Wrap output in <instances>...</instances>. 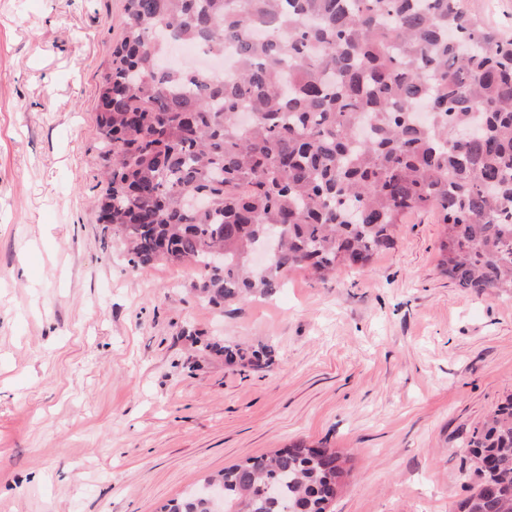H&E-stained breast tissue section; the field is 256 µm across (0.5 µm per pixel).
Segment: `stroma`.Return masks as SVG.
Listing matches in <instances>:
<instances>
[{
	"mask_svg": "<svg viewBox=\"0 0 512 512\" xmlns=\"http://www.w3.org/2000/svg\"><path fill=\"white\" fill-rule=\"evenodd\" d=\"M126 20L125 0H0V512H159L298 441L343 460L329 512H457L467 441L512 396V298L443 275L424 213L365 269L294 270L221 309L195 296L201 268L132 267L93 207ZM205 349L224 356L230 364H239L242 367L262 368L272 362V348L269 345H260L257 348L243 347L240 344L207 343Z\"/></svg>",
	"mask_w": 512,
	"mask_h": 512,
	"instance_id": "stroma-1",
	"label": "stroma"
}]
</instances>
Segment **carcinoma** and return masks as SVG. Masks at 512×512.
<instances>
[{
	"label": "carcinoma",
	"instance_id": "carcinoma-1",
	"mask_svg": "<svg viewBox=\"0 0 512 512\" xmlns=\"http://www.w3.org/2000/svg\"><path fill=\"white\" fill-rule=\"evenodd\" d=\"M464 0H126L96 124L107 186L98 222L133 266L200 265L199 299L268 298L286 274L366 267L410 213L444 225L439 267L460 287L512 294V39ZM172 42L239 67L218 81L168 67ZM283 242L248 267L263 230ZM224 267L209 268L212 251ZM261 368L272 348L208 343ZM476 485L459 512H512V397L467 442ZM330 448L303 443L206 478L231 512H327ZM161 512H218L201 492Z\"/></svg>",
	"mask_w": 512,
	"mask_h": 512
}]
</instances>
